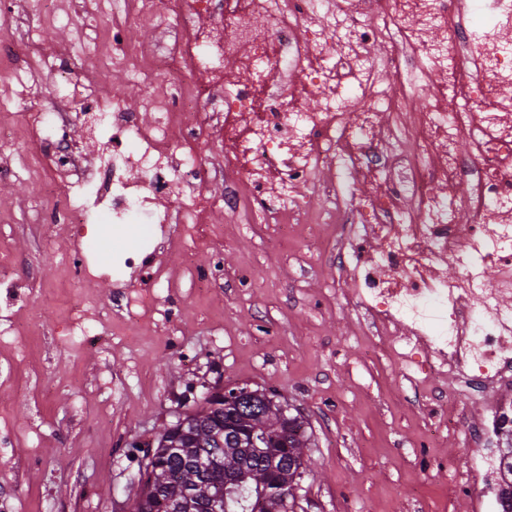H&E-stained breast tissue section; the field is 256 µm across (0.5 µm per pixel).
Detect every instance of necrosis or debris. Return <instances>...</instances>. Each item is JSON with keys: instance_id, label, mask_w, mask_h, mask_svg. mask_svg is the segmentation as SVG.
<instances>
[{"instance_id": "1", "label": "necrosis or debris", "mask_w": 512, "mask_h": 512, "mask_svg": "<svg viewBox=\"0 0 512 512\" xmlns=\"http://www.w3.org/2000/svg\"><path fill=\"white\" fill-rule=\"evenodd\" d=\"M246 0L225 11L224 0H132L133 17L188 32L181 42L133 44L126 22L88 38L90 55L129 62L128 75L153 82L144 122L121 101L84 93L64 56L45 59L65 71L63 90L76 111L58 118L22 112L19 124L38 133L34 165L45 195L65 197L54 224L83 225L108 215L115 224L178 226L193 236L215 207L243 205L285 231L313 235L341 220L339 181L371 177L378 193L358 194L359 223L350 238L376 244L367 265L355 266L358 302L391 336L395 355L438 359L458 372L473 394L512 382V0ZM266 29L247 33L253 14ZM385 44L389 68L421 58L416 82H380L368 49ZM176 74L154 80L159 59ZM300 70L319 98L307 107L294 93H266L285 68ZM432 88L435 103L418 107L416 88ZM204 109L202 122L185 112ZM84 126L97 143V170L87 173L66 143L68 125ZM469 154L457 150L459 138ZM220 139L239 178L214 202L202 187L208 172L195 146ZM447 180L448 197L425 193ZM307 187L325 207L316 217L296 194ZM459 267L448 278V261ZM486 419L472 418L465 441L478 460L479 512H491L504 486L503 459L483 442Z\"/></svg>"}]
</instances>
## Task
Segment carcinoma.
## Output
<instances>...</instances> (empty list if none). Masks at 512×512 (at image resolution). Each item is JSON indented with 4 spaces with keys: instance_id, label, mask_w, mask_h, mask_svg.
I'll return each instance as SVG.
<instances>
[{
    "instance_id": "cac0c4a2",
    "label": "carcinoma",
    "mask_w": 512,
    "mask_h": 512,
    "mask_svg": "<svg viewBox=\"0 0 512 512\" xmlns=\"http://www.w3.org/2000/svg\"><path fill=\"white\" fill-rule=\"evenodd\" d=\"M247 388V383L230 388L240 392V413L233 417L224 413V396L206 395L187 425L174 422L163 428L145 465L133 512H213L219 495L222 512H293L312 433L297 415L283 422L281 402ZM285 427L283 456L292 465L272 466L248 447L250 438L271 441Z\"/></svg>"
}]
</instances>
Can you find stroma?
Returning a JSON list of instances; mask_svg holds the SVG:
<instances>
[{
    "instance_id": "obj_1",
    "label": "stroma",
    "mask_w": 512,
    "mask_h": 512,
    "mask_svg": "<svg viewBox=\"0 0 512 512\" xmlns=\"http://www.w3.org/2000/svg\"><path fill=\"white\" fill-rule=\"evenodd\" d=\"M12 2L0 14V35L14 44L0 62V114L17 110L21 81L40 83L37 111H72L37 67L64 53L76 74L152 119L149 86L83 46L88 29L111 30V12L55 0L46 22L34 0ZM36 25L44 33L32 56L25 40ZM33 146V132L20 130L0 148V512H130L161 428L206 389L242 383L281 395L313 431L295 512H474L472 493L459 489L473 468L463 433L420 449L436 423L426 393L446 391L461 426L496 395L466 397L451 373L427 375L393 356L336 262L343 247L363 256L372 243L347 241L341 224L322 240L290 241L244 210L211 212L223 238L190 253L180 237L164 247L154 232L108 224L80 240L48 223L53 204L29 163ZM78 246L89 273L76 288L67 258ZM139 246L157 249L173 276L149 281L153 305L134 321L122 298L136 274L118 260ZM213 267L211 288H198L197 270ZM78 303L92 338L68 333ZM30 317L34 333L11 331Z\"/></svg>"
}]
</instances>
